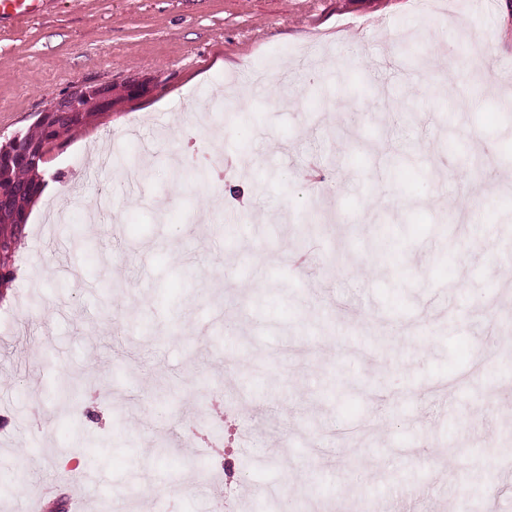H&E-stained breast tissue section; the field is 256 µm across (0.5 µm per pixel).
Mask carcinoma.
I'll return each instance as SVG.
<instances>
[{"label":"carcinoma","instance_id":"1","mask_svg":"<svg viewBox=\"0 0 512 512\" xmlns=\"http://www.w3.org/2000/svg\"><path fill=\"white\" fill-rule=\"evenodd\" d=\"M96 112H69L57 117L45 115L34 124V130L20 136V145L0 146V238L16 241L27 221V207L41 192L38 170L27 161V155L56 142L75 127L86 124Z\"/></svg>","mask_w":512,"mask_h":512}]
</instances>
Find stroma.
<instances>
[{
    "mask_svg": "<svg viewBox=\"0 0 512 512\" xmlns=\"http://www.w3.org/2000/svg\"><path fill=\"white\" fill-rule=\"evenodd\" d=\"M469 11V33L417 0H50L0 21V145L72 86L113 98L48 146L53 191L0 285V512L49 486L86 512L104 496L123 512H261L272 496L365 512L416 489L413 512H441L473 473L482 512H512V416L471 370L512 341V0ZM136 77L151 88L131 98ZM230 78L249 109L221 99ZM213 126L233 162L219 194L172 163L207 152ZM66 196L71 219L46 223ZM302 236L303 277L288 268ZM92 355L101 388L66 403ZM220 400L238 441L214 440ZM95 447L101 472L62 482L64 458ZM272 451L279 465L241 469Z\"/></svg>",
    "mask_w": 512,
    "mask_h": 512,
    "instance_id": "stroma-1",
    "label": "stroma"
}]
</instances>
